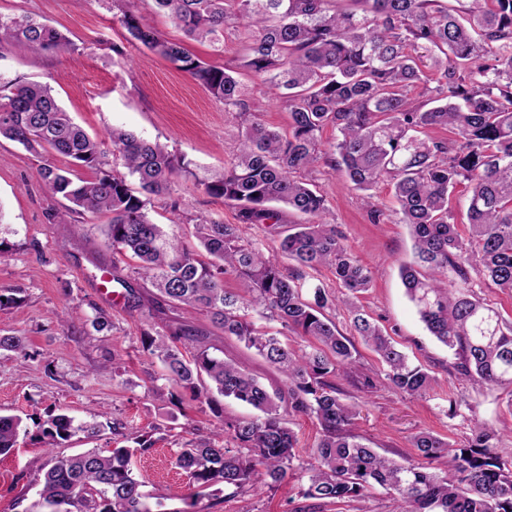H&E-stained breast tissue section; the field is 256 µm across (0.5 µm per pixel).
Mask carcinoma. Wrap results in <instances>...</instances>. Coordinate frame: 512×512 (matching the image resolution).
I'll return each mask as SVG.
<instances>
[{
	"label": "carcinoma",
	"mask_w": 512,
	"mask_h": 512,
	"mask_svg": "<svg viewBox=\"0 0 512 512\" xmlns=\"http://www.w3.org/2000/svg\"><path fill=\"white\" fill-rule=\"evenodd\" d=\"M190 40L219 42L231 28L245 43L239 67L282 91L289 114L282 132L247 111L237 72L194 57L184 43L163 38L133 10V0H113L118 21L135 43L157 54L204 86L241 120L231 166L200 178L190 162L164 145L121 128L91 135L38 82L0 76V137L37 155L68 159L44 164L38 176L53 195L69 202L55 214L68 223L84 211L109 217L106 245L139 261L136 274L149 280L173 308H190L253 349L288 380V392H269L233 361L215 356L189 325L169 335L145 333L144 346L161 363L164 379L206 398L220 416L216 396L246 403L255 418L226 421L215 437L188 440L176 465L198 489L273 490L290 478L303 481L299 495L328 502L355 500L378 485L390 491L398 512H512V459L496 451V434L471 430L458 446L430 431L414 436L426 463L380 455L352 433L358 412L346 403L336 379L357 374L360 390L388 385L423 397L429 373L413 365L392 339L356 305L372 271L351 253L326 200L298 177L323 161L345 170L353 189L367 192L383 181L394 188L400 222L408 225L415 261L400 273L410 300L431 335L454 351L458 378L497 387L512 413V320L473 291L472 262L502 291L512 292V0H468L467 23L441 0H352L361 10L338 11L336 0H152ZM0 36L13 48L41 53L71 44L53 25L29 15H0ZM436 86H427L428 81ZM425 85L422 104L408 93ZM332 127L336 142L322 132ZM445 128L453 140L427 137ZM126 172L108 169V156ZM80 169L94 173L90 179ZM235 209V224L200 216L191 250L168 236L149 216L155 198L169 197L180 178ZM469 184V236L464 238L448 207L451 193ZM300 214L288 223L278 250L294 267L246 239L243 227L282 223L275 205ZM330 268L346 290L351 329L378 357L379 371H359L354 343L341 334L330 312L334 292L306 283L304 270ZM232 274L239 288L224 287ZM307 342L292 348L258 327L251 312ZM312 415L321 427L313 462L296 466L297 439L280 413ZM98 424H76L66 414L43 424L46 448ZM229 435L234 447L224 446ZM27 435L21 417L0 415V455ZM151 445L96 448L68 457L33 461L43 473L37 499L22 512H160L150 503L132 458ZM444 460L445 470L429 464Z\"/></svg>",
	"instance_id": "cac0c4a2"
}]
</instances>
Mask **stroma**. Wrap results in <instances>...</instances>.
<instances>
[{"instance_id":"stroma-1","label":"stroma","mask_w":512,"mask_h":512,"mask_svg":"<svg viewBox=\"0 0 512 512\" xmlns=\"http://www.w3.org/2000/svg\"><path fill=\"white\" fill-rule=\"evenodd\" d=\"M149 25L163 37L185 41L187 49L210 64L236 65L244 46L236 32L224 33L223 47L210 41L185 40L171 20L142 6ZM0 14H29L58 28L71 41L62 52L25 53L0 41V75L49 85L74 120L87 131L103 134L121 127L141 138L165 144L196 172L220 168L234 159L237 128L224 106L189 74L165 59L143 55L114 16L109 0H0ZM249 111L279 129H287L288 112L278 89L249 73H241ZM67 166L59 155L42 156L0 137V289L11 290L15 304L0 309V336H21V352L0 350V414L22 417L28 434L12 453L0 456V512H18L15 503L32 498L39 476L30 460L42 457V426L49 416L65 413L75 421L97 420L102 429L91 439L62 442L55 452L69 456L89 448L152 444L150 454L135 457L145 490L160 498L167 512H179L189 492L188 479L175 468L174 453L190 439L212 436L221 420L253 417L252 407L220 399L222 417L190 393L173 387L170 396L153 393L162 372L158 360L143 347L144 332H166L186 323L199 329L211 352L247 368L268 389L285 385L284 377L253 350L224 335L199 312L173 309L159 301L149 281L134 276L136 259L113 260L105 244L106 216L84 213L68 224L52 218L65 201L52 196L38 176L42 164ZM306 177L327 200V219L342 231L353 255L373 273L370 287L357 303L413 363L432 378L425 398L411 399L380 386L370 392L340 380L344 399L360 414L352 430L363 443L389 458L414 456L412 438L430 431L465 444L474 426L497 432L499 451L512 456V411L502 390L458 380L454 356L421 322L401 282L399 268L412 259L407 225L395 213L391 184L371 192L353 190L345 173L320 163ZM174 196L178 211L155 200L150 216L164 231L189 248H197L192 217L203 215L227 223L234 212L222 201L179 180ZM382 211L372 223L370 209ZM39 250H32V243ZM110 275L100 286L102 275ZM105 312L108 330L93 320ZM72 313L70 323L58 317ZM463 394L467 405L450 414L448 398ZM299 480L264 494L250 490L200 497L194 512H395L391 496L379 487L354 501L328 503L298 495Z\"/></svg>"}]
</instances>
